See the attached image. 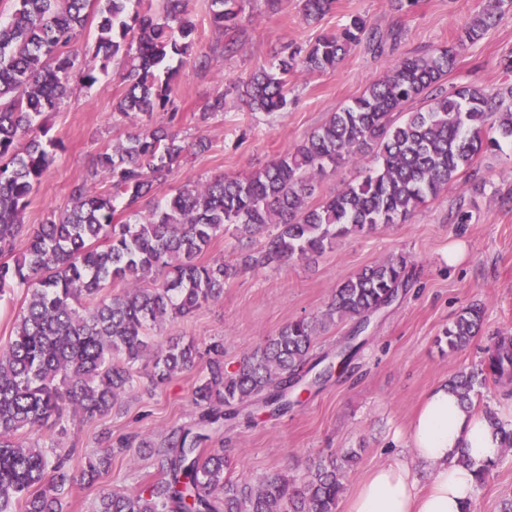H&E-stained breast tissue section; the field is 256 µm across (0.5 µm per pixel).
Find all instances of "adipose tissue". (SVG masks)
I'll use <instances>...</instances> for the list:
<instances>
[{"label":"adipose tissue","mask_w":512,"mask_h":512,"mask_svg":"<svg viewBox=\"0 0 512 512\" xmlns=\"http://www.w3.org/2000/svg\"><path fill=\"white\" fill-rule=\"evenodd\" d=\"M406 436L412 459L374 469L348 497L346 512H466L475 464L501 452L500 437L488 420L463 406L444 383L430 391ZM418 464L431 471L423 491L414 472Z\"/></svg>","instance_id":"adipose-tissue-1"}]
</instances>
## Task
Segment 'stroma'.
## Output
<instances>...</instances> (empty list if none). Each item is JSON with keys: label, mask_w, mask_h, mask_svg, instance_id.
<instances>
[{"label": "stroma", "mask_w": 512, "mask_h": 512, "mask_svg": "<svg viewBox=\"0 0 512 512\" xmlns=\"http://www.w3.org/2000/svg\"><path fill=\"white\" fill-rule=\"evenodd\" d=\"M482 6V0H420L406 13L390 0H336L333 12L309 24L302 18L300 0H279L273 10L266 0H243L247 24L238 52L227 57L224 35L210 20L209 0H190L198 28L196 53L209 64L182 68L175 103L183 114L182 137L191 141L205 136L211 147L187 153L143 201V209L184 185L269 164L359 96L395 60L450 42ZM354 15L367 17L382 31H397V40L388 42L379 57L358 47L336 70L296 73L283 111H243L237 92L242 80L258 67L277 63L285 46L312 43ZM507 56H512V17L468 47L447 81L506 90L512 87V72L502 66ZM121 90L117 66L111 63L95 85L76 90L59 108L43 114L49 137L62 147L30 197L22 215L25 224L34 227L50 213L69 210L74 189L94 184L98 155L141 127L140 119L114 112L113 101ZM219 95L224 98L223 113L198 123L196 113ZM475 165L484 185L458 181L404 223L347 236L309 260L240 272L225 284L223 298L153 330L157 344L179 337L195 339L203 347L223 341L224 362L232 367L288 321L321 317L336 285L364 266L398 253L410 260L409 288L372 316L351 375L331 381L287 414L270 417L259 412L251 422L212 432L207 447L223 449L226 477L255 483L285 474L299 480L318 458L352 449L359 461L344 483L354 489L374 467L410 458L405 431L433 386L462 368L480 365L494 337L512 336V203L507 200L512 193V144L480 155ZM460 208L470 212L468 223H453ZM453 243L464 246L463 257L454 264L448 261ZM473 303L485 308L482 330L465 349L448 350L441 341L444 329ZM202 370L195 365L152 393L135 388L122 412L84 422L67 414L26 440L50 455L72 450L70 467L77 472L85 455L99 451L103 430L130 438L131 448L113 456L100 486L136 492L158 476L152 460L139 451V441L197 425L192 391ZM508 498L512 451L475 491V512H501Z\"/></svg>", "instance_id": "1"}]
</instances>
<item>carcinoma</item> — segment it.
<instances>
[{"mask_svg": "<svg viewBox=\"0 0 512 512\" xmlns=\"http://www.w3.org/2000/svg\"><path fill=\"white\" fill-rule=\"evenodd\" d=\"M129 13L130 0H104L98 9L94 47L81 44L86 11L96 0H14L9 20L0 23V297L26 289L27 304L14 336L0 349V512H62L61 495L78 482L94 486L108 472L112 451L129 448L122 438L103 437L105 450L85 457L79 473L68 461L73 450L53 458L22 440L68 407L81 419L121 412L134 389L131 370L150 358L151 387L208 355L204 375L192 395L199 423L221 426L249 420L256 403L286 413L304 375L325 370L328 358L313 355L326 323L354 322L340 348L352 361L370 317L391 305L409 281L403 254L363 267L336 286L320 320L288 322L230 371L224 345L200 349L193 340L155 347L148 332L168 318L185 317L224 294V284L242 270L278 268L324 253L351 234L399 224L469 173L474 158L512 144V91L509 97L474 85L445 87L458 57L507 14L512 0H485L449 43L391 64L354 101L262 169L219 176L187 185L147 214L150 195L184 154L208 149L205 137L188 142L175 130L182 116L172 93L181 68L193 61L197 26L189 0H153ZM240 0H211L212 23L224 31V52L237 50L242 21ZM302 18L316 23L336 0H300ZM387 36L361 15L314 43L297 46L270 68L260 67L241 86L249 112H278L287 105L290 78L298 71L334 70L358 46L382 54ZM177 59V65L165 62ZM124 63L123 92L114 110L125 117L167 121L146 123L138 132L99 155L95 175L104 184L81 185L70 210L50 214L35 229L21 216L52 164L56 147L38 122L73 92L91 87L111 60ZM427 100L425 111L407 106ZM350 164L363 172L336 194L311 206L316 176L326 166ZM127 219L114 223L115 202ZM234 225L260 241L233 264L203 263L212 241ZM24 249L15 253L16 243ZM161 272L160 282L149 281ZM126 284L122 293L103 294L107 285ZM478 305L461 310L445 331L448 348H464L482 326ZM493 375L512 383V339L487 349L485 365L448 380L468 407ZM483 415L512 448V419L492 409ZM205 435L174 429L159 443L141 442L159 478L134 493L102 486L95 512H336L354 452L321 458L300 481L267 476L256 484L224 478V451H200ZM505 453L479 465L475 488L504 461Z\"/></svg>", "mask_w": 512, "mask_h": 512, "instance_id": "cac0c4a2", "label": "carcinoma"}]
</instances>
